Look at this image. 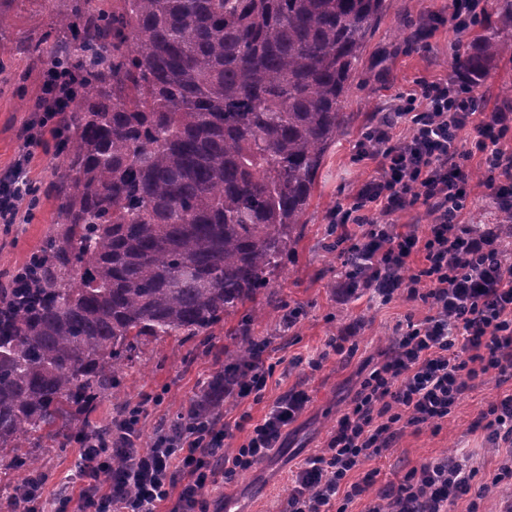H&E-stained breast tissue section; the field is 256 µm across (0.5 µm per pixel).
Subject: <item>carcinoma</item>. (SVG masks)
<instances>
[{"label":"carcinoma","mask_w":512,"mask_h":512,"mask_svg":"<svg viewBox=\"0 0 512 512\" xmlns=\"http://www.w3.org/2000/svg\"><path fill=\"white\" fill-rule=\"evenodd\" d=\"M67 0L34 50L77 75L59 108L55 231L0 281V458L19 475L73 409L118 394L148 337H209L232 363L184 415L224 414L250 373L258 296L296 245L344 98L386 0ZM454 69L476 84L512 44V0Z\"/></svg>","instance_id":"cac0c4a2"}]
</instances>
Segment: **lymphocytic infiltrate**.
Masks as SVG:
<instances>
[{
    "label": "lymphocytic infiltrate",
    "mask_w": 512,
    "mask_h": 512,
    "mask_svg": "<svg viewBox=\"0 0 512 512\" xmlns=\"http://www.w3.org/2000/svg\"><path fill=\"white\" fill-rule=\"evenodd\" d=\"M68 78L46 75L26 145L55 124ZM512 113L487 111L485 99L459 80L424 82L388 107L358 142L357 156L375 168L328 219L341 275L337 286L374 291L383 300L401 294L429 313L397 325L383 359L363 379L325 445L296 472L283 512H332L337 501L369 496L367 512H455L473 488L474 470L462 456L421 462L398 483L375 488L370 461L395 448L410 427L438 425L476 380H512V232L503 225L476 230L463 221L470 207L479 158L484 184L499 211L512 210V153L502 148ZM473 132L470 150L459 147ZM27 161L0 173V222L13 223L29 185ZM425 205L424 231L393 223L394 214ZM309 396L294 389L256 423L239 448L226 451L234 428L192 424L174 438L158 432L140 444V413L112 422L109 436L84 432L78 492L43 496L42 474L17 484L10 500L24 512H210L205 496L217 477L231 481L278 448L306 409ZM489 438L512 447V392L497 396L477 421Z\"/></svg>",
    "instance_id": "obj_1"
}]
</instances>
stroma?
<instances>
[{
  "mask_svg": "<svg viewBox=\"0 0 512 512\" xmlns=\"http://www.w3.org/2000/svg\"><path fill=\"white\" fill-rule=\"evenodd\" d=\"M8 26L0 31V172L11 168L23 150L25 124L35 115V103L48 65L33 51L36 43L54 35L56 14L46 0H14L7 12ZM448 0H387V7L356 65L354 81L344 102L345 134L332 146L318 173L311 204L300 228L295 249L285 255L271 277L273 288L264 297L267 314L254 329L265 343L261 365L268 369L259 399L224 401V417L249 415L259 422L288 390L304 389L309 396L305 411L286 429L281 446L252 470L233 482L217 480L205 496L211 508L226 512H276L288 494L292 479L305 460L323 447L337 418L348 407L361 379L380 359L399 322L420 320L428 312L422 302L394 297L383 304L371 294L340 295L336 288L340 262L336 232L327 216L344 201L357 183L368 177L374 164L357 160L355 145L376 118L400 95L421 80L453 77L454 59L468 51L482 35L480 26L460 33L449 21ZM476 89L486 97L488 109H512V59L494 63ZM51 132L33 149L27 166L32 184L41 188V205L29 210L20 204L15 223H0V276L8 275L34 251L53 228L57 200L50 190ZM300 313L293 327L282 321L285 309ZM349 334L354 353L330 351L328 343ZM232 340L228 327L216 325L208 343L174 337L147 339L126 372V392L96 409L77 412L80 428L98 425L141 409V442L149 444L163 421L192 397L229 361ZM321 357L319 368L310 359ZM494 376L467 391L440 428L406 429L396 448L379 461L377 486L399 482L419 463L465 449L476 483L489 488L479 500V512H500L512 496V480L491 485L506 451L496 447L486 431L473 423L489 400L499 394ZM79 446L57 447L44 438L36 450L39 470L46 475L45 498H54L62 486L78 487Z\"/></svg>",
  "mask_w": 512,
  "mask_h": 512,
  "instance_id": "stroma-1",
  "label": "stroma"
}]
</instances>
